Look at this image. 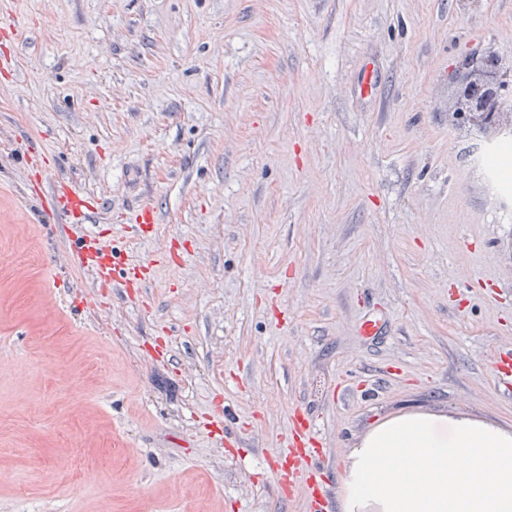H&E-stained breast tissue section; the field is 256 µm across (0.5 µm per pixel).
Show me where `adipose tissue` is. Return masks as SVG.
<instances>
[{
    "instance_id": "1",
    "label": "adipose tissue",
    "mask_w": 512,
    "mask_h": 512,
    "mask_svg": "<svg viewBox=\"0 0 512 512\" xmlns=\"http://www.w3.org/2000/svg\"><path fill=\"white\" fill-rule=\"evenodd\" d=\"M343 512H512V430L409 412L362 437L340 475Z\"/></svg>"
}]
</instances>
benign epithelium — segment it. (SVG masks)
<instances>
[{"instance_id": "benign-epithelium-1", "label": "benign epithelium", "mask_w": 512, "mask_h": 512, "mask_svg": "<svg viewBox=\"0 0 512 512\" xmlns=\"http://www.w3.org/2000/svg\"><path fill=\"white\" fill-rule=\"evenodd\" d=\"M448 118L457 127L475 130L486 139L512 127V61L492 50L462 58L453 81Z\"/></svg>"}]
</instances>
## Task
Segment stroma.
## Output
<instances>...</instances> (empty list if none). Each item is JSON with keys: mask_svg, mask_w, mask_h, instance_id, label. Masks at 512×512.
Wrapping results in <instances>:
<instances>
[{"mask_svg": "<svg viewBox=\"0 0 512 512\" xmlns=\"http://www.w3.org/2000/svg\"><path fill=\"white\" fill-rule=\"evenodd\" d=\"M486 48L512 0H0V512H308L269 475L297 406L329 512L380 421L512 427V212L448 121ZM29 155L145 288L69 263ZM30 181L37 197L44 222L51 224L59 216L70 224H83L95 208L90 197L73 193L64 180H57L49 190L45 187V174L48 167L39 156H29Z\"/></svg>", "mask_w": 512, "mask_h": 512, "instance_id": "1", "label": "stroma"}]
</instances>
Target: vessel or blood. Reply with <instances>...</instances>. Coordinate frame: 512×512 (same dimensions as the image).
Instances as JSON below:
<instances>
[{
  "label": "vessel or blood",
  "instance_id": "obj_1",
  "mask_svg": "<svg viewBox=\"0 0 512 512\" xmlns=\"http://www.w3.org/2000/svg\"><path fill=\"white\" fill-rule=\"evenodd\" d=\"M27 162L33 192L39 201L45 223H52L60 216L72 224L84 223L94 209L93 199L73 193L62 180L55 181L50 186L46 185L47 166L44 158L32 155ZM94 258L98 283L103 288L115 282L126 288H140L151 276V266L119 265L116 253L112 250L95 251ZM323 469L324 465L316 448V424L313 416L306 410H298L292 419L289 456L285 459L276 458L270 475L282 488L302 487L311 512H323Z\"/></svg>",
  "mask_w": 512,
  "mask_h": 512
}]
</instances>
